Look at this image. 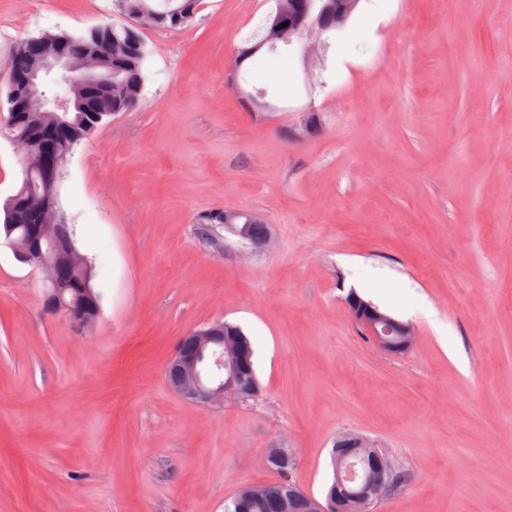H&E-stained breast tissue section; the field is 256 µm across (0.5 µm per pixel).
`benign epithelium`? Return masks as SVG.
Segmentation results:
<instances>
[{"label": "benign epithelium", "instance_id": "benign-epithelium-1", "mask_svg": "<svg viewBox=\"0 0 512 512\" xmlns=\"http://www.w3.org/2000/svg\"><path fill=\"white\" fill-rule=\"evenodd\" d=\"M324 1L338 7V31L346 27L360 5V0H314L301 12L292 6L288 9L289 25L281 27V16H276L270 23L266 39L254 46L253 51L256 52L265 46L273 47L282 42L290 46L297 42L300 44L305 64H313L320 56L328 35V28L322 22V15L318 14V5ZM73 42L74 38L71 36L54 39L38 36L27 38L16 45L8 62L12 112L9 116L0 118L1 124L11 128L20 124L35 125L34 108L28 97L30 88L48 75L77 74L75 104L67 103L64 98L55 99L58 115L54 122L41 132L36 145H31L24 137L10 139L20 154L25 171L34 169L46 176L37 223L29 229L22 244H13L11 248L21 262L40 271L47 280L57 278L60 261L63 260L72 266L81 262V256L67 245H58L59 257L52 259L44 253L41 244L42 239L51 230L50 216L56 212L54 181L48 179V176L58 175L66 161V157L58 152L57 143L73 137L74 123L67 117V112L74 107L84 112L96 110L97 95L100 88L106 85L102 63L89 56H73ZM313 135L314 128L309 117L305 115L301 116L290 131V138L295 142L305 141ZM224 221L241 237L242 247L247 252L260 254L269 248L270 236L253 238L248 232L250 224L261 221L258 215L239 209H226ZM352 316L354 321L363 325L365 333L375 346L384 352L404 351L413 344L412 327L385 312L371 310L365 316L354 312ZM216 363L221 364L223 360L218 359ZM214 364L208 363L210 379L203 382L199 379L195 360L186 356L182 350H177L169 362V365L178 369L182 375V392L200 406H212L223 402L228 396H238L234 375L225 377L219 374ZM356 488L354 503L360 507V512H375L377 503L386 494L383 484L367 478L357 483Z\"/></svg>", "mask_w": 512, "mask_h": 512}]
</instances>
